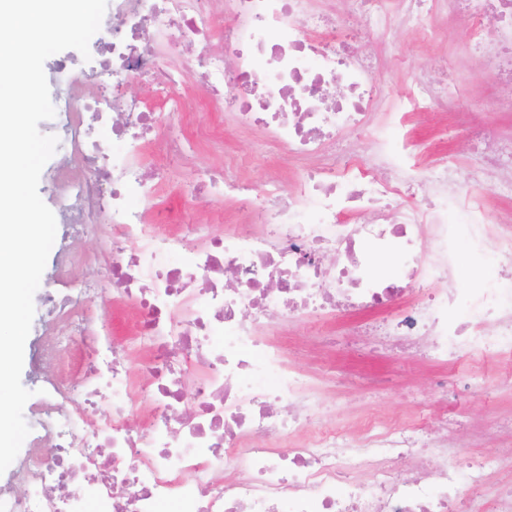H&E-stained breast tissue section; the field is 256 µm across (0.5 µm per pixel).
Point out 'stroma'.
<instances>
[{"mask_svg": "<svg viewBox=\"0 0 512 512\" xmlns=\"http://www.w3.org/2000/svg\"><path fill=\"white\" fill-rule=\"evenodd\" d=\"M428 23L437 32L436 39H422L418 32L405 25H394L387 32H367L360 44L363 53L376 57L374 78L387 101V109L378 113L370 136L352 141L357 152L370 150V141L383 136L391 126L395 113L404 111L417 76L427 73L438 84L451 86L455 94L447 107L419 111L413 117L415 138L427 160L452 155L459 175L478 161L466 138L469 125L475 121L493 124L505 137H512V98L497 95L491 81V65L479 54L471 52L470 38L463 21L450 12L446 0H437ZM191 126L209 128L224 141L223 148L212 149L203 143H193L191 156L197 169L220 167L227 163H242L244 177L258 182L274 180L288 185L307 162L289 156L286 150H268L258 132L234 126L228 113L205 106L206 95L200 88L187 90ZM54 263H47L41 278V290L34 295L35 316L25 343L21 375L23 386L31 391L41 387L39 349L48 340L51 328L46 321L42 291L59 287ZM378 375L388 380L392 391L374 398L360 386V375ZM322 377L343 382L339 404H325L333 411L351 418L366 408L380 407L397 410L412 399L428 402L432 399L430 365H422L415 379H406L401 365L393 358L390 347H373L370 337H361L355 347H345L332 365L323 366ZM493 384L491 392L476 393L467 406L471 423H479L496 409H512V392L502 388L503 380L512 378V366L496 364L489 369Z\"/></svg>", "mask_w": 512, "mask_h": 512, "instance_id": "1", "label": "stroma"}]
</instances>
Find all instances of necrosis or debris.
Wrapping results in <instances>:
<instances>
[{"instance_id":"1","label":"necrosis or debris","mask_w":512,"mask_h":512,"mask_svg":"<svg viewBox=\"0 0 512 512\" xmlns=\"http://www.w3.org/2000/svg\"><path fill=\"white\" fill-rule=\"evenodd\" d=\"M108 0L98 69L60 62L56 111L69 118L58 148L70 157L56 178L57 203L75 237L102 236L107 278L69 275L85 263L59 255L63 293L47 292L56 338L41 354L46 395L36 423L49 443L24 458L22 493L0 494V512H512V484L484 492L512 457L453 450L457 413L435 435L413 414L373 412L356 426L322 423L313 377L288 359L279 320L323 323L387 308L374 333L407 357L439 367L438 406L485 386L459 376L460 360L512 364V274L476 286L487 263L512 271V225L489 228L485 199L471 187L495 175L512 196V141L492 145L466 179L447 160L410 158L412 111L452 96L420 77L371 159L329 152L337 137L368 127L381 101L372 68L356 53L358 31L329 21L315 0ZM427 0H354L366 25L392 18L433 31ZM468 5V31L488 49L496 84L512 95V0ZM124 26L113 25V18ZM497 38L484 44V21ZM200 46L192 60L175 49ZM150 79L161 109L103 135L121 97L113 69ZM234 124L297 158H316L290 187L249 183L226 169L197 172L189 202L228 199L248 228L170 229L149 220L153 190L191 166L171 124L186 110L185 84ZM341 86L344 95L328 91ZM164 159L144 166L148 145ZM136 312L134 340L147 351L133 383L98 303Z\"/></svg>"}]
</instances>
